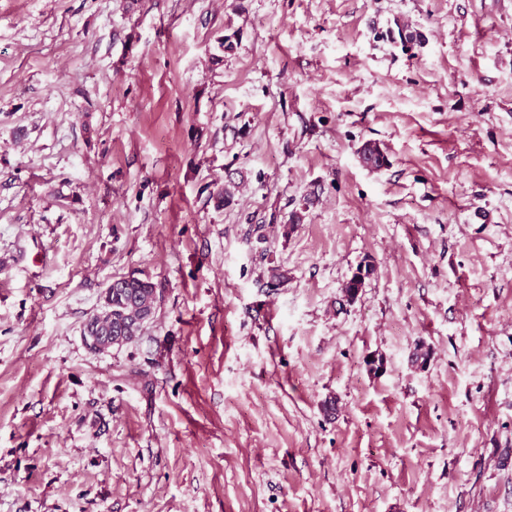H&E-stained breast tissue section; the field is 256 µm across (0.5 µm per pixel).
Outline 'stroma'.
I'll return each instance as SVG.
<instances>
[{
    "label": "stroma",
    "instance_id": "35a3bbf8",
    "mask_svg": "<svg viewBox=\"0 0 512 512\" xmlns=\"http://www.w3.org/2000/svg\"><path fill=\"white\" fill-rule=\"evenodd\" d=\"M0 512H512V0H0ZM110 286L112 282L104 293L103 311L95 316V323L99 324V330L112 331V336H99L105 339V343L101 344L97 341V336H86L83 329L87 344L97 351H106L112 346V339L117 337H120L117 347L132 342L154 311L155 288L149 281L133 277L120 287Z\"/></svg>",
    "mask_w": 512,
    "mask_h": 512
}]
</instances>
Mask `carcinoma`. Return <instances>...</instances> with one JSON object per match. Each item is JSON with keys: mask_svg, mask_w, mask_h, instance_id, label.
<instances>
[{"mask_svg": "<svg viewBox=\"0 0 512 512\" xmlns=\"http://www.w3.org/2000/svg\"><path fill=\"white\" fill-rule=\"evenodd\" d=\"M155 288L152 283L133 278L120 287L104 293L103 311L95 316L99 329L112 332L120 338V345L132 342L141 332L147 316L153 314Z\"/></svg>", "mask_w": 512, "mask_h": 512, "instance_id": "carcinoma-1", "label": "carcinoma"}]
</instances>
